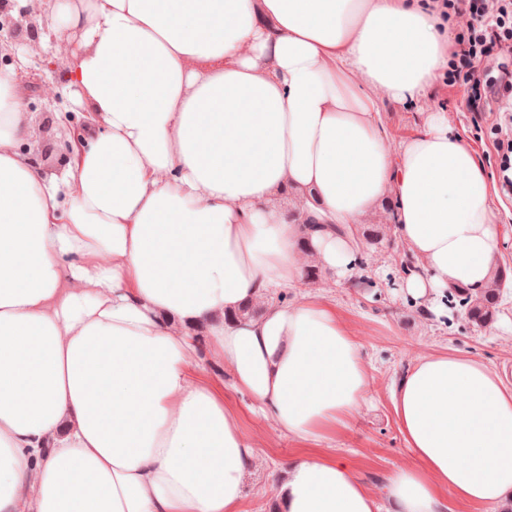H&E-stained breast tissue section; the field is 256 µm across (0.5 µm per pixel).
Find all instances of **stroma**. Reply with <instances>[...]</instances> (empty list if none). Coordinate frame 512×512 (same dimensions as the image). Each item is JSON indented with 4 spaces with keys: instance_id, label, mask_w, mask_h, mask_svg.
<instances>
[{
    "instance_id": "stroma-1",
    "label": "stroma",
    "mask_w": 512,
    "mask_h": 512,
    "mask_svg": "<svg viewBox=\"0 0 512 512\" xmlns=\"http://www.w3.org/2000/svg\"><path fill=\"white\" fill-rule=\"evenodd\" d=\"M58 19V14L34 5L22 23L36 26L35 45L0 52V72L14 73L29 117V131L19 149L29 157L48 152L43 167L50 172L68 165L71 153L67 143L85 115L75 104L63 72L52 65L59 45ZM46 85L57 87L59 99H42ZM466 97V87L449 86L443 79L429 92L430 102L447 112L450 125L472 145L488 171L496 172L495 153L469 123ZM415 265L400 243L366 245L353 279L325 275L303 288L304 293L321 295L336 305L361 347L371 378L367 402L351 426L315 445L314 450L350 462L358 476L377 492L390 474L411 461L395 421L391 392L418 356L447 351L473 357L512 382V285L500 299L494 322L474 328L468 324L455 291H447L440 317L409 297L404 283ZM241 426L263 443L258 450L259 464L246 481L244 510L274 512L275 485L299 449L261 414L243 413Z\"/></svg>"
}]
</instances>
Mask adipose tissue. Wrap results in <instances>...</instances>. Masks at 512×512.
<instances>
[{
  "mask_svg": "<svg viewBox=\"0 0 512 512\" xmlns=\"http://www.w3.org/2000/svg\"><path fill=\"white\" fill-rule=\"evenodd\" d=\"M69 164L17 149L0 76V512H243L258 442L225 386L308 444L349 428L369 372L335 305L384 207L410 296L485 288L504 235L487 170L426 100L453 42L438 0H68ZM420 106L398 148L382 103ZM292 200L295 214L282 201ZM322 229L308 248L300 222ZM257 316L237 317L245 305ZM202 330L229 381L199 370ZM413 461L375 495L334 454L292 460L279 512H440L512 493V383L451 352L392 393Z\"/></svg>",
  "mask_w": 512,
  "mask_h": 512,
  "instance_id": "obj_1",
  "label": "adipose tissue"
}]
</instances>
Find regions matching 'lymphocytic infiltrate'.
<instances>
[{
	"instance_id": "f902f5d3",
	"label": "lymphocytic infiltrate",
	"mask_w": 512,
	"mask_h": 512,
	"mask_svg": "<svg viewBox=\"0 0 512 512\" xmlns=\"http://www.w3.org/2000/svg\"><path fill=\"white\" fill-rule=\"evenodd\" d=\"M448 20L459 25L454 41L459 47L447 74L449 85L468 89L472 126L487 132L502 160L498 171L500 193L512 199V0H445Z\"/></svg>"
}]
</instances>
